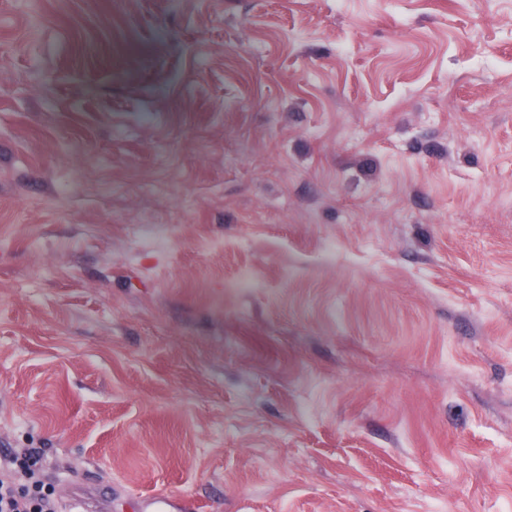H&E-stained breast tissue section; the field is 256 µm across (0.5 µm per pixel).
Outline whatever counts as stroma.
<instances>
[{"instance_id":"1","label":"stroma","mask_w":512,"mask_h":512,"mask_svg":"<svg viewBox=\"0 0 512 512\" xmlns=\"http://www.w3.org/2000/svg\"><path fill=\"white\" fill-rule=\"evenodd\" d=\"M23 448L58 512H512V0H0Z\"/></svg>"}]
</instances>
